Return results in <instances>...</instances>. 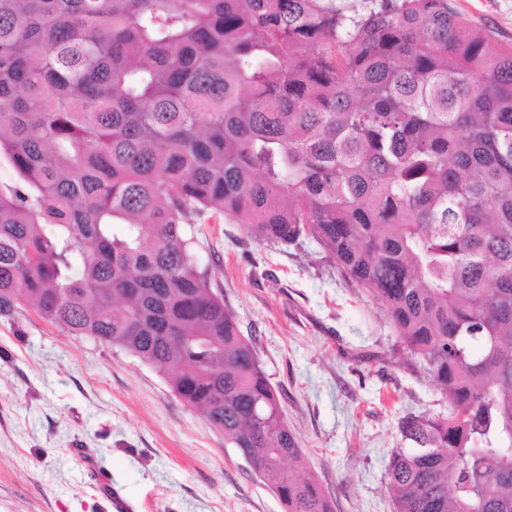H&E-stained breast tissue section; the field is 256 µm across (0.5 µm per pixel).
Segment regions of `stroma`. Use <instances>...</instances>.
Wrapping results in <instances>:
<instances>
[{
	"label": "stroma",
	"instance_id": "stroma-1",
	"mask_svg": "<svg viewBox=\"0 0 512 512\" xmlns=\"http://www.w3.org/2000/svg\"><path fill=\"white\" fill-rule=\"evenodd\" d=\"M512 45V0H451ZM199 269L254 346L310 473L335 512H395L386 489L401 418L448 401L402 352L380 301L311 239L249 237L221 217L188 226ZM285 512L203 412L149 364L45 322L0 318V512Z\"/></svg>",
	"mask_w": 512,
	"mask_h": 512
}]
</instances>
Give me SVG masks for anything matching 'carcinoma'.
<instances>
[{
	"label": "carcinoma",
	"instance_id": "obj_1",
	"mask_svg": "<svg viewBox=\"0 0 512 512\" xmlns=\"http://www.w3.org/2000/svg\"><path fill=\"white\" fill-rule=\"evenodd\" d=\"M0 317L167 376L277 494L333 512L185 225L318 242L448 396L396 512H512V46L450 0H0Z\"/></svg>",
	"mask_w": 512,
	"mask_h": 512
}]
</instances>
